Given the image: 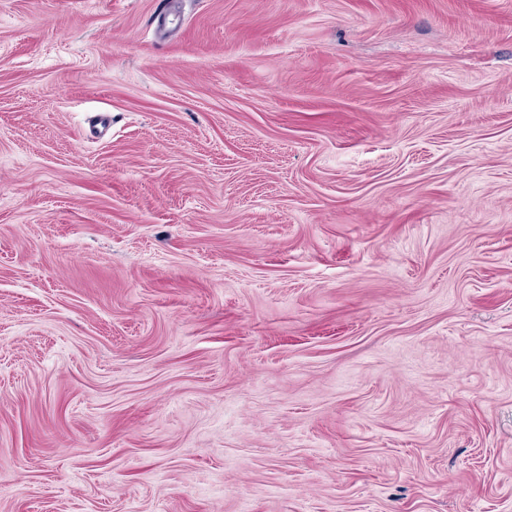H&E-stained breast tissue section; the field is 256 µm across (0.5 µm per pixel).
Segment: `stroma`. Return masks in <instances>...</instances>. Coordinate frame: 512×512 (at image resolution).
<instances>
[{"label":"stroma","instance_id":"stroma-1","mask_svg":"<svg viewBox=\"0 0 512 512\" xmlns=\"http://www.w3.org/2000/svg\"><path fill=\"white\" fill-rule=\"evenodd\" d=\"M0 512H512V0H0Z\"/></svg>","mask_w":512,"mask_h":512}]
</instances>
